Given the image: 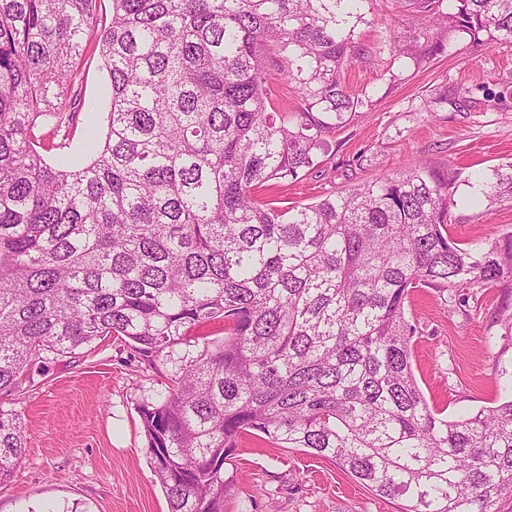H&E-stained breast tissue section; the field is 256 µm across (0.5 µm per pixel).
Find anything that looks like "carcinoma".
Here are the masks:
<instances>
[{
	"label": "carcinoma",
	"instance_id": "cac0c4a2",
	"mask_svg": "<svg viewBox=\"0 0 512 512\" xmlns=\"http://www.w3.org/2000/svg\"><path fill=\"white\" fill-rule=\"evenodd\" d=\"M374 0H0V394L49 356L108 337L164 388L138 413L169 512H224L245 435L337 464L402 512L512 501V398L431 407L412 364L416 288L512 285V234L449 232L455 177L425 166L282 209L255 192L313 168L368 104L345 70L371 59ZM419 66L467 35L512 43V0H407ZM97 34L107 132L51 164L80 116L73 64ZM293 93L275 105L273 76ZM512 199V163L482 180ZM221 324V335L197 330ZM30 448L0 407V484Z\"/></svg>",
	"mask_w": 512,
	"mask_h": 512
}]
</instances>
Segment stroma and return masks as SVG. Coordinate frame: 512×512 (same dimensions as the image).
<instances>
[{"label":"stroma","mask_w":512,"mask_h":512,"mask_svg":"<svg viewBox=\"0 0 512 512\" xmlns=\"http://www.w3.org/2000/svg\"><path fill=\"white\" fill-rule=\"evenodd\" d=\"M378 27L365 34L377 48L390 30L413 25L395 0H376ZM81 102L105 129L109 76L95 43L76 61ZM353 90L372 104L328 136L330 150L293 183L268 194L287 208L319 201L381 173L431 165L457 176L451 233L466 246L512 232V199L489 203L480 180L512 161V44L451 39L430 63L388 66L385 56L354 63ZM416 327L413 369L429 404L448 418L495 406L504 370L512 368V290L475 286L465 296L425 288L405 303ZM161 378L116 338L35 365L24 394L0 399L21 413L31 441L20 471L0 485V512H168L146 457L136 403ZM226 473L244 479L225 512H401L400 502L373 495L334 463L296 448L243 438Z\"/></svg>","instance_id":"35a3bbf8"}]
</instances>
